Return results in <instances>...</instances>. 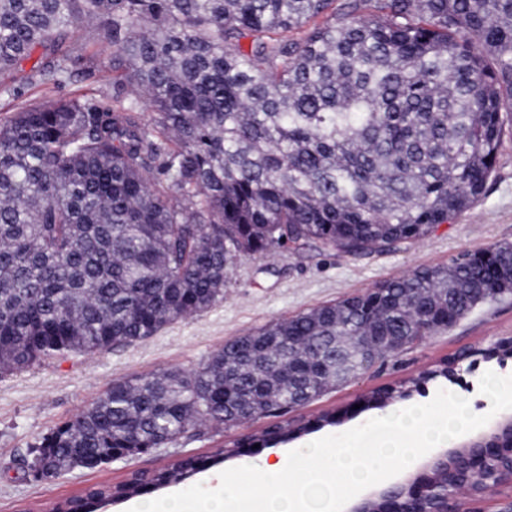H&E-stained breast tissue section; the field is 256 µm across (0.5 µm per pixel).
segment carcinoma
I'll return each instance as SVG.
<instances>
[{
  "instance_id": "1",
  "label": "carcinoma",
  "mask_w": 512,
  "mask_h": 512,
  "mask_svg": "<svg viewBox=\"0 0 512 512\" xmlns=\"http://www.w3.org/2000/svg\"><path fill=\"white\" fill-rule=\"evenodd\" d=\"M83 19L88 57L66 44ZM102 54L112 98H25ZM0 97L17 102L0 120L2 374L200 313L237 257L398 251L470 209L512 124V0H0ZM479 294L512 297L511 243L278 319L190 373L115 382L40 439L45 477L304 407L336 354L361 375Z\"/></svg>"
}]
</instances>
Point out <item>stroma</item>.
I'll list each match as a JSON object with an SVG mask.
<instances>
[{
    "mask_svg": "<svg viewBox=\"0 0 512 512\" xmlns=\"http://www.w3.org/2000/svg\"><path fill=\"white\" fill-rule=\"evenodd\" d=\"M74 92L111 94L109 58L101 59L94 76L76 71L70 83L50 93L65 97ZM50 93L34 86L27 96L40 99ZM495 243H512V130L504 133L495 170L481 200L406 250L352 257L323 255L313 247H279L236 261L223 298L204 312L165 326L154 336L104 352L52 357L0 374V512H43L46 504L121 482L132 471L155 469L188 456H211L225 442L244 439L277 422L270 416L221 431L192 428L173 443L149 453L110 462L94 471L76 469L52 480H38L28 473L25 462L37 439L55 425L72 420L113 382L194 371L226 342L281 317L366 291L415 269L446 265L463 251ZM509 336L512 298L477 308L451 329L437 332L375 364L358 378L329 389L302 411L306 417L333 411L342 414L341 423L303 435L271 452L249 449L247 455L228 460L226 466L260 468L273 464L279 456L307 443L386 416L388 410L383 408H369L352 416L346 410L362 394L417 377L461 350L486 348Z\"/></svg>",
    "mask_w": 512,
    "mask_h": 512,
    "instance_id": "35a3bbf8",
    "label": "stroma"
}]
</instances>
